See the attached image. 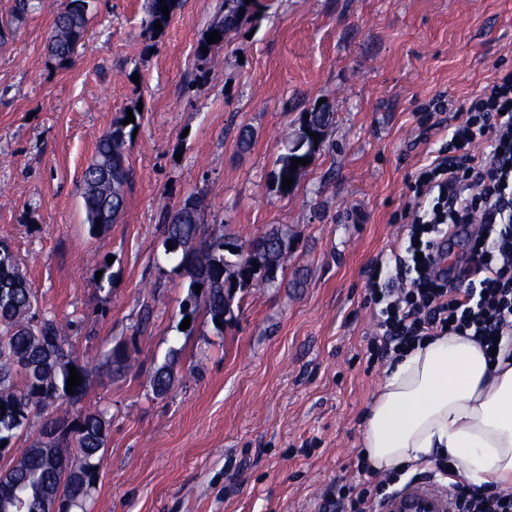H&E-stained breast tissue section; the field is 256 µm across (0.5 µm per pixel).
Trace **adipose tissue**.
<instances>
[{
	"label": "adipose tissue",
	"mask_w": 512,
	"mask_h": 512,
	"mask_svg": "<svg viewBox=\"0 0 512 512\" xmlns=\"http://www.w3.org/2000/svg\"><path fill=\"white\" fill-rule=\"evenodd\" d=\"M363 456L379 472L449 457L474 485L512 486V358L489 363L466 336H436L386 371L370 404Z\"/></svg>",
	"instance_id": "1"
}]
</instances>
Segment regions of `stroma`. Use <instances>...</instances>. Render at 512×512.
Segmentation results:
<instances>
[{
  "label": "stroma",
  "mask_w": 512,
  "mask_h": 512,
  "mask_svg": "<svg viewBox=\"0 0 512 512\" xmlns=\"http://www.w3.org/2000/svg\"><path fill=\"white\" fill-rule=\"evenodd\" d=\"M62 2L17 19L0 0V241L94 371L79 405L44 409L16 447L36 444L46 418L105 407L87 512H320L321 493L356 474L385 370L369 359V270L389 262L409 180L448 138L417 107L464 101L512 67V0H270L203 72L196 47L223 0H179L154 38L145 0H96L66 67L47 49ZM322 101L326 144L280 193L282 143ZM130 109L126 207L93 237L82 171ZM189 197L240 242L274 225L293 239L282 283L238 292L220 336L202 315L192 335L178 330L187 278L162 257L160 214ZM127 339L131 368L106 372L104 353ZM168 360L174 385L154 395Z\"/></svg>",
  "instance_id": "1"
}]
</instances>
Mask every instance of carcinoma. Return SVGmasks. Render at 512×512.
<instances>
[{
    "label": "carcinoma",
    "mask_w": 512,
    "mask_h": 512,
    "mask_svg": "<svg viewBox=\"0 0 512 512\" xmlns=\"http://www.w3.org/2000/svg\"><path fill=\"white\" fill-rule=\"evenodd\" d=\"M174 11L177 0H146L145 27L150 36L157 35L155 22L167 26L168 19L161 12L162 5ZM91 0H69L55 16L48 37L50 51L56 62L65 65L84 38ZM265 8L262 0H224L223 12L207 29L218 32L220 40L210 44L202 39L196 51V67L204 70L224 43L231 39L242 22L255 10ZM244 14H239V11ZM333 113L322 107L308 113L293 137L283 142V152L276 160L273 179L277 189L283 178L298 179L305 166L290 172L292 160L307 157L318 151L308 130L324 137L332 124ZM133 129L117 119L112 129L98 141L95 153L83 170L80 196L85 224L92 236L108 231L124 212L126 188L130 180L128 145ZM164 239L162 245L170 259L178 260L189 279L188 293L181 308V317H190V327L183 331L189 336L195 329L198 308L211 324L213 332L224 335V325L235 319L236 291L250 286L272 287L278 284V275L285 274L284 260L290 249L288 232L273 227L263 236L249 243L261 251L262 263L257 269L250 265L251 253L235 236L215 228L205 232L204 211L200 202L189 197L180 210L162 211ZM100 230H95L96 222ZM238 276L235 286L226 282ZM201 286L196 291L195 286ZM33 292L9 248L0 249V457L13 449V440L27 428L34 412L57 401L76 405L86 396L92 370L74 355L65 329L52 317L35 318L32 313ZM128 343H117L105 359V366L115 374H122L130 366ZM77 369L81 384L67 393L69 367ZM174 381L173 367L165 363L152 377L151 387L158 395L166 394ZM108 410L97 409L78 413L72 419L57 418L43 423L42 430L58 433L57 447L66 459L68 477L64 480L63 495L70 501L73 512H82L86 501L96 487L100 461L105 449L109 420ZM55 459L26 450L16 462L0 473V485H14L19 497L10 499L6 507L11 512H43L46 488L59 482Z\"/></svg>",
    "instance_id": "1"
}]
</instances>
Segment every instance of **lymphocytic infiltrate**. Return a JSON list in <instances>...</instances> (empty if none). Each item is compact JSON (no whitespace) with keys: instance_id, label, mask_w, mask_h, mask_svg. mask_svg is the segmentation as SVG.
<instances>
[{"instance_id":"obj_1","label":"lymphocytic infiltrate","mask_w":512,"mask_h":512,"mask_svg":"<svg viewBox=\"0 0 512 512\" xmlns=\"http://www.w3.org/2000/svg\"><path fill=\"white\" fill-rule=\"evenodd\" d=\"M426 109L447 113L448 140L410 186L393 288H380L376 272L367 283L368 301L379 306L376 360L445 334L471 337L488 353L512 335V68L497 69L468 104L453 108L438 96ZM435 467L449 481L454 512H512L511 490L456 481L443 456ZM357 473L324 491V512H375L393 481L371 478L363 460Z\"/></svg>"}]
</instances>
